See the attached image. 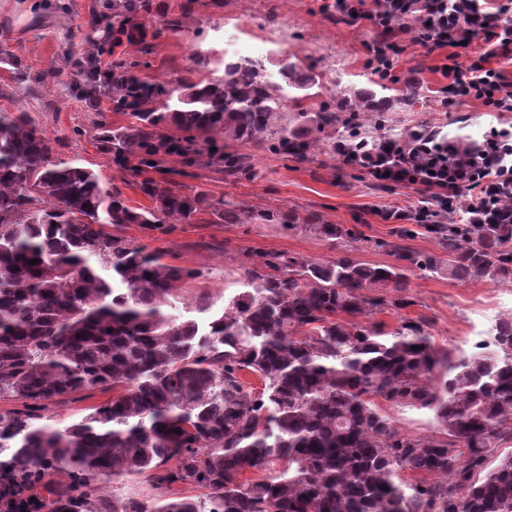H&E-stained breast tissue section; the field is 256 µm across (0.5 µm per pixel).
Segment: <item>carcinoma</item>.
<instances>
[{
    "instance_id": "1",
    "label": "carcinoma",
    "mask_w": 512,
    "mask_h": 512,
    "mask_svg": "<svg viewBox=\"0 0 512 512\" xmlns=\"http://www.w3.org/2000/svg\"><path fill=\"white\" fill-rule=\"evenodd\" d=\"M143 8L113 0L112 40L144 42L134 22ZM80 75L85 102L105 95L134 118L93 124L150 205L132 207L93 170L52 159L27 113L0 112V396L23 403L0 412V512H512V454L491 464L512 439V316L451 362L424 318L401 315L413 267L512 282V224H428L446 255L395 242L394 266L347 249L332 260L250 250L224 309L203 324L184 318L167 311L169 297L198 271L165 262L121 234L126 226L356 235L315 214L163 186L151 172L205 154L235 181L251 163L232 146L253 141L303 162L321 148L318 134L351 127L354 108L287 96L322 79L288 59L280 83L248 57L170 88L124 63ZM107 389L116 396L76 422L36 423L57 397ZM382 401L431 412L435 432L400 431ZM141 475L149 497L98 494L104 481Z\"/></svg>"
}]
</instances>
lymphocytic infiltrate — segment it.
Masks as SVG:
<instances>
[{"mask_svg": "<svg viewBox=\"0 0 512 512\" xmlns=\"http://www.w3.org/2000/svg\"><path fill=\"white\" fill-rule=\"evenodd\" d=\"M321 9L377 30L367 51L380 78L396 80L408 42L443 52L442 106L475 99L492 111L512 112V77L492 65L512 55V0H324ZM455 151L452 140L425 125L401 142L379 139L361 154L336 144L343 165L361 168L379 184L420 192L417 207L386 210L384 221L444 224L458 208L467 224H512V129L493 131L465 159Z\"/></svg>", "mask_w": 512, "mask_h": 512, "instance_id": "obj_1", "label": "lymphocytic infiltrate"}]
</instances>
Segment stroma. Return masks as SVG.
<instances>
[{
    "instance_id": "obj_1",
    "label": "stroma",
    "mask_w": 512,
    "mask_h": 512,
    "mask_svg": "<svg viewBox=\"0 0 512 512\" xmlns=\"http://www.w3.org/2000/svg\"><path fill=\"white\" fill-rule=\"evenodd\" d=\"M182 2L149 0V11L137 16L146 33L145 43L116 45L105 23L112 14V0H0V48L8 49L40 77L28 87L15 88L6 64L0 63V111L28 113L49 138L53 158L98 173L120 187L123 198L134 207L144 205L146 199L125 183L111 155L99 150L91 124L93 112L75 97L79 76L65 57L67 49L97 54L107 67L137 63L142 79L172 85L190 67L200 78L221 76L225 41L246 30L265 42L263 65L270 74H277L279 62L288 58L327 77L325 94L351 99L368 92L386 94L383 122L371 127V136L399 138L415 126L427 125L453 138L480 142L492 129L512 125V112H494L476 100L442 108L439 90L447 80L437 56L418 45L407 46L397 65L398 83L393 90L383 91L366 52L375 31L323 14L322 0H196L187 14L180 11ZM172 14L182 17L183 27L176 33L164 26ZM321 138L323 149L302 163L270 153L257 142L240 145V152L252 157L248 174L227 182L206 170L186 184L208 191L214 199L318 213L329 223L370 238V246L356 253L360 261L394 263L388 244L395 241L399 227L382 221L379 213L416 205L419 193L377 184L363 170L343 166L332 150L338 133L328 130ZM125 234L147 250L166 252L169 263L199 270L198 278L181 284L170 298L176 313L187 318L196 317L202 304L214 311L223 309L225 297L237 288L234 270L243 252L284 250L321 259L341 252L338 243L305 232L286 233L271 224H177L161 236L133 224ZM407 283L411 300L407 315L425 316L435 343L446 348L452 360L471 352L476 333L512 316V283L427 277L415 268L409 269ZM111 398V392L99 390L64 395L41 410L40 421L61 427Z\"/></svg>"
}]
</instances>
